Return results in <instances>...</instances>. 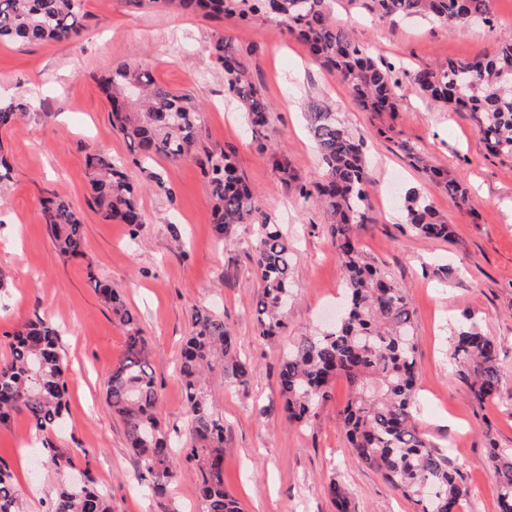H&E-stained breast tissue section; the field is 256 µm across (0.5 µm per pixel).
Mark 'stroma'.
Here are the masks:
<instances>
[{"label": "stroma", "instance_id": "stroma-1", "mask_svg": "<svg viewBox=\"0 0 512 512\" xmlns=\"http://www.w3.org/2000/svg\"><path fill=\"white\" fill-rule=\"evenodd\" d=\"M83 8L85 29L75 44H0V101L24 96L41 104L0 130V154L11 166L0 191V270L8 276L0 289V361L10 354L9 334L23 321L40 317L58 327L70 382L67 422L51 435L57 447L70 449L77 465L90 469L115 512H197L192 467L162 497L138 479L124 425L106 403V382L125 335L96 294V277L109 281L137 315L160 393L158 418L181 446L190 439L178 369L192 313H217L232 330L251 365L249 378L241 384L215 371L208 389L224 417V486L244 512H336L328 494L332 482L348 492L352 512H414L352 456L338 417L348 398L345 379L334 381L331 400L312 424L289 421L282 411L284 354L342 308L346 287L322 208L281 186L268 149L287 154L302 182L315 178L321 160L306 112L310 102L327 100L364 141L372 208L357 229L360 247L403 289L414 311L417 427L464 477L459 512H497L487 447L493 441L512 449V162L486 151L469 113L424 101L413 90H406L396 115L361 111L348 87L311 64L306 46L275 23L185 17L130 0H84ZM491 9L494 27L477 21L462 31L419 18L381 23L366 0L334 2L337 24L376 60L408 70L494 53L512 35V0H492ZM218 35L232 40L271 105L259 134L229 101L224 70L206 50ZM135 54L150 58L157 84L189 91L203 105L201 147L234 152L263 213L282 226L294 249L292 296L275 339L259 336L250 227L218 240L210 188L196 162L160 157L141 171L112 130L98 78ZM406 143L455 174L468 189L466 205L449 203L410 165ZM93 146L123 161L140 186L144 222L137 235L87 203L85 155ZM152 171L161 174L164 188L149 180ZM411 189L447 222L448 239L417 236L396 217V199ZM51 194L81 212L83 257L55 254L40 210ZM446 263L457 274L444 283L434 270ZM464 313L499 343L500 391L481 408L449 361L453 328ZM34 434L21 416L0 425V464L14 476L22 512H42L47 491L67 479L38 462L29 446Z\"/></svg>", "mask_w": 512, "mask_h": 512}]
</instances>
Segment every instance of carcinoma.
<instances>
[{
  "mask_svg": "<svg viewBox=\"0 0 512 512\" xmlns=\"http://www.w3.org/2000/svg\"><path fill=\"white\" fill-rule=\"evenodd\" d=\"M141 8H172L211 20L249 23L262 17L281 26L308 49L310 61L336 74L366 112L398 111L403 97L402 66L378 63L333 17L332 0H132ZM379 20L413 16L466 30L474 19L493 26L490 0H369ZM83 0H0V43L72 44L84 27ZM224 68L225 92L248 114L251 132L268 123L270 106L249 76L231 40L219 36L207 47ZM413 87L424 97L455 112L470 113L487 151L512 160V36L491 55L413 71ZM111 106L112 128L133 148L137 166L166 157H194L208 180L219 238L239 226L253 229L254 267L260 288L256 305L260 338L271 340L283 328L282 314L291 294L293 249L280 225L267 222L256 191L240 172L233 152L199 150L203 109L187 92L157 85L144 61H122L102 78ZM35 109L28 99L0 103V129ZM310 132L323 170L302 183L288 156L270 153L281 185L299 196L317 199L325 210L336 260L344 272L348 300L341 318L320 334H305L284 355L279 370L283 410L290 420L309 424L331 399L332 382L345 378L349 398L339 416L353 455L381 474L408 499L416 512H457L466 486L448 458L424 438L413 422L417 376L413 310L401 288L369 262L359 248L356 227L371 208L363 141L354 137L329 106L307 112ZM407 158L460 204L466 191L448 170L437 168L415 148L402 144ZM90 178L88 204L131 232L144 223L139 187L123 165L93 148L86 153ZM402 213L408 226L426 238H448V224L427 199L410 191ZM42 217L56 254L83 255L81 215L67 200H42ZM94 289L125 332V350L112 369L106 400L125 425L127 441L142 466L147 488L163 495L182 475L174 439L160 426V394L138 318L112 285L92 277ZM10 357L0 362V424L25 416L37 431L36 453L60 473L77 471L84 479L67 482L49 495L45 512H114L112 499L97 488L91 471L57 448L49 434L68 416L69 377L60 335L41 319L22 323L11 335ZM499 345L468 314L456 323L451 359L455 378L483 407L499 391ZM220 369L224 377L247 380L250 365L241 358L224 319L206 309L192 315V333L181 354L179 380L189 415L190 447L185 459L197 478L199 512H241L224 487V419L204 386V375ZM497 486V512H512V455L491 447ZM336 512H349L348 494L329 486ZM0 512H20L19 490L0 467Z\"/></svg>",
  "mask_w": 512,
  "mask_h": 512,
  "instance_id": "carcinoma-1",
  "label": "carcinoma"
}]
</instances>
